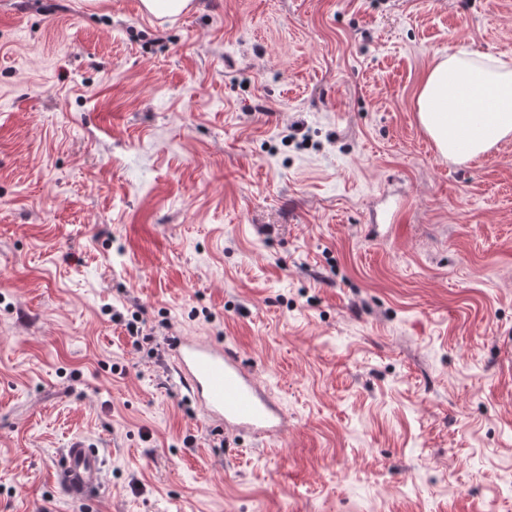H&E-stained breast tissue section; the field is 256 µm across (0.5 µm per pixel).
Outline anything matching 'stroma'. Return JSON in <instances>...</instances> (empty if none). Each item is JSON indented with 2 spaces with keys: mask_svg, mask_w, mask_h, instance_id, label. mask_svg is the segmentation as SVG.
Returning <instances> with one entry per match:
<instances>
[{
  "mask_svg": "<svg viewBox=\"0 0 512 512\" xmlns=\"http://www.w3.org/2000/svg\"><path fill=\"white\" fill-rule=\"evenodd\" d=\"M453 54L512 63V0H0V512H512V137L439 154ZM175 336L287 434L208 426ZM144 8L157 16H176L190 7L191 0H142ZM104 466L99 448L77 441L64 449L54 471L55 480L71 498L82 500L103 484Z\"/></svg>",
  "mask_w": 512,
  "mask_h": 512,
  "instance_id": "stroma-1",
  "label": "stroma"
}]
</instances>
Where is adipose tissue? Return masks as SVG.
<instances>
[{
  "label": "adipose tissue",
  "mask_w": 512,
  "mask_h": 512,
  "mask_svg": "<svg viewBox=\"0 0 512 512\" xmlns=\"http://www.w3.org/2000/svg\"><path fill=\"white\" fill-rule=\"evenodd\" d=\"M455 111H447V104ZM488 111H479V104ZM421 126L440 154L467 160L512 136V65L451 55L428 69L417 96Z\"/></svg>",
  "instance_id": "adipose-tissue-1"
}]
</instances>
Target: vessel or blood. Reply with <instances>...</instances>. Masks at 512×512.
Listing matches in <instances>:
<instances>
[{
	"label": "vessel or blood",
	"mask_w": 512,
	"mask_h": 512,
	"mask_svg": "<svg viewBox=\"0 0 512 512\" xmlns=\"http://www.w3.org/2000/svg\"><path fill=\"white\" fill-rule=\"evenodd\" d=\"M169 355L179 382L202 409L208 425L269 439L286 435V416L236 352L219 343L180 336L172 342ZM54 475L71 498L83 499L102 484L104 458L99 449L74 442L64 450Z\"/></svg>",
	"instance_id": "obj_1"
}]
</instances>
